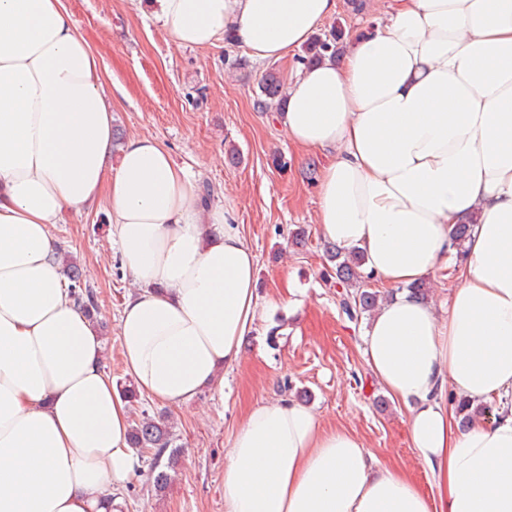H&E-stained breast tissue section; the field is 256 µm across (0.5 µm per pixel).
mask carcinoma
Segmentation results:
<instances>
[{
  "mask_svg": "<svg viewBox=\"0 0 512 512\" xmlns=\"http://www.w3.org/2000/svg\"><path fill=\"white\" fill-rule=\"evenodd\" d=\"M338 39L339 35L334 31L325 39L314 38L303 61L308 64L320 61L328 50L336 48ZM259 90L260 95L256 101L259 110L264 111L273 104L279 107L283 105L284 82L279 71L273 68L267 70L259 83ZM327 255L334 264L336 286L342 288L339 293L340 305L349 319L357 322L365 314L374 311L380 301L379 292L364 287L367 279L362 271L364 258L358 252H343L334 246L328 249ZM68 269L72 296L88 314H94L97 311L95 292L83 281L74 261H68ZM456 410L463 427L476 419L489 421L496 416L494 405L480 404L474 407L466 398L456 400ZM129 443L139 454L148 455L152 486L156 492H164L172 480V474L177 472L180 465V450L175 445L169 419L142 413V418L131 425Z\"/></svg>",
  "mask_w": 512,
  "mask_h": 512,
  "instance_id": "1",
  "label": "carcinoma"
}]
</instances>
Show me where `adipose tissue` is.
Instances as JSON below:
<instances>
[{
    "mask_svg": "<svg viewBox=\"0 0 512 512\" xmlns=\"http://www.w3.org/2000/svg\"><path fill=\"white\" fill-rule=\"evenodd\" d=\"M184 47L228 40L255 61L308 43L337 0H152ZM105 67L65 0H0V512H110L138 464L129 409L101 365L52 234L107 201L138 294L119 319L140 395L193 399L232 364L261 309L256 255L224 205L205 206L159 141L110 166ZM276 120L330 151L320 235L363 253L394 299L364 355L408 412L432 475L379 464L291 399L248 409L227 451L224 512H512V0H391L340 59L300 64ZM474 231L455 249V225ZM448 268L446 318L402 286ZM500 404L459 431L441 392Z\"/></svg>",
    "mask_w": 512,
    "mask_h": 512,
    "instance_id": "ef3b65f1",
    "label": "adipose tissue"
}]
</instances>
